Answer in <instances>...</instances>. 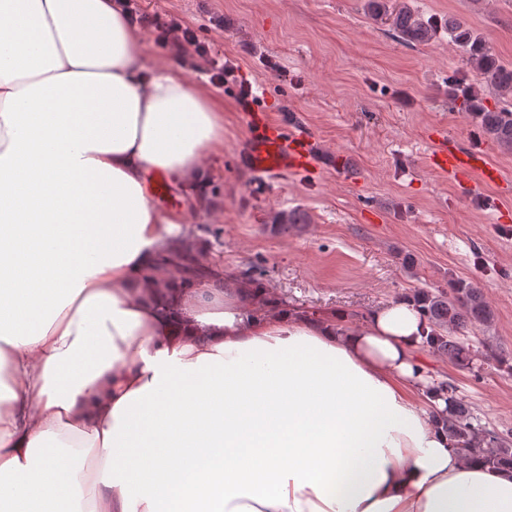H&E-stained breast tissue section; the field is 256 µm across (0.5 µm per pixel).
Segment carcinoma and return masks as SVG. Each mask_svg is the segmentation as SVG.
I'll list each match as a JSON object with an SVG mask.
<instances>
[{
    "mask_svg": "<svg viewBox=\"0 0 512 512\" xmlns=\"http://www.w3.org/2000/svg\"><path fill=\"white\" fill-rule=\"evenodd\" d=\"M367 9L371 16L388 24L393 35L407 45L429 43L438 37L439 29L446 30L462 60L474 72L471 77L461 74L448 79V100L460 102L464 110L473 113L482 133L493 143L512 150V65L503 63L480 33L459 18L450 17L440 24L405 6L393 5V0H368ZM484 84L496 94L492 107L486 105L482 97ZM199 250V242L187 238L173 252L160 251L158 262L176 267L186 282L220 275L217 269L204 270L195 263ZM411 299L432 327L425 338V347L447 355L464 368H479L477 350L464 336L471 327L486 324L492 318L483 290L470 281L451 277L448 289L418 290ZM448 397L445 426L448 437L458 449L488 466L512 468V444L497 432L476 423L451 387Z\"/></svg>",
    "mask_w": 512,
    "mask_h": 512,
    "instance_id": "carcinoma-1",
    "label": "carcinoma"
}]
</instances>
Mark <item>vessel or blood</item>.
Segmentation results:
<instances>
[{
  "mask_svg": "<svg viewBox=\"0 0 512 512\" xmlns=\"http://www.w3.org/2000/svg\"><path fill=\"white\" fill-rule=\"evenodd\" d=\"M248 125L244 160L255 173L307 174L316 168L317 149L309 136L289 132L255 107L249 110ZM427 164L472 195L487 187L504 185L499 168L487 159L481 148L458 149L442 134L438 135Z\"/></svg>",
  "mask_w": 512,
  "mask_h": 512,
  "instance_id": "1",
  "label": "vessel or blood"
}]
</instances>
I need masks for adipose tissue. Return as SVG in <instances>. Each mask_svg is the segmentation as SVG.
I'll list each match as a JSON object with an SVG mask.
<instances>
[{"instance_id": "obj_1", "label": "adipose tissue", "mask_w": 512, "mask_h": 512, "mask_svg": "<svg viewBox=\"0 0 512 512\" xmlns=\"http://www.w3.org/2000/svg\"><path fill=\"white\" fill-rule=\"evenodd\" d=\"M117 0H0V512H512L396 300L353 320L157 253L224 114ZM93 495H86V483Z\"/></svg>"}]
</instances>
